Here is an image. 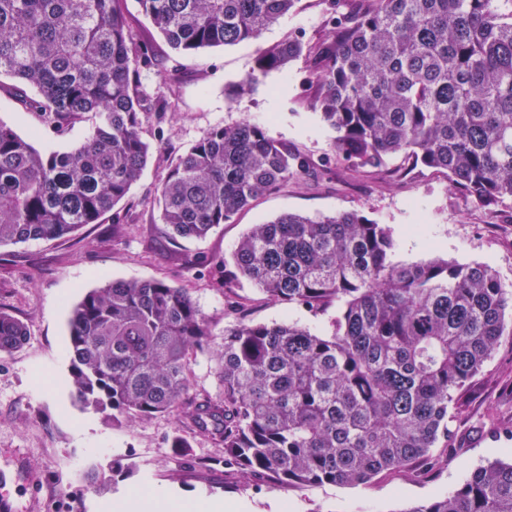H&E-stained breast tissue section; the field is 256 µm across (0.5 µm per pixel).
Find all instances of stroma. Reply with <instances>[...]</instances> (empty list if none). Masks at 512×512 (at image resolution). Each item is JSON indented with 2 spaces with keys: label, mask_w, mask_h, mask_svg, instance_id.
Masks as SVG:
<instances>
[{
  "label": "stroma",
  "mask_w": 512,
  "mask_h": 512,
  "mask_svg": "<svg viewBox=\"0 0 512 512\" xmlns=\"http://www.w3.org/2000/svg\"><path fill=\"white\" fill-rule=\"evenodd\" d=\"M127 10L135 39L157 52L159 70L179 68L182 81L163 125L145 130L151 156L118 206L120 224L107 215L57 239L0 246V311L28 331L22 346L0 354V493L8 495L12 512H108L113 500L135 486L233 501L241 512H405L447 493L486 460L504 456L507 443L485 438L483 432L491 422L512 427L511 342L495 351L464 390L452 439L438 451L441 463L390 470L352 487L297 488L270 476L246 480L225 465L223 448L209 437L192 434L188 447H170L179 428L173 417L114 422L77 401L70 313L88 291L114 280L159 279L188 289L212 322L214 350L222 347L225 325L240 317L269 324L291 320L321 330V318L298 305L269 301L246 280L234 289L245 301L243 310H235L211 270L212 263L230 259L250 225L283 213L321 217L361 209L390 228L397 261L419 263L440 256L485 263L512 287V214L488 216L455 194L446 175L437 171L419 167L407 178L387 182L337 165L334 132L301 101L306 58L268 74L237 101H229V90L251 71L258 45L297 34L310 42L324 36L323 0H298L260 43L184 57L170 50L137 0H127ZM243 119L305 155L309 174L260 197L205 238L170 240L155 198L171 163L211 128ZM0 121L41 151L71 149L96 124L89 113L58 136L3 93ZM92 469L106 476L101 490L88 486L86 474Z\"/></svg>",
  "instance_id": "stroma-1"
}]
</instances>
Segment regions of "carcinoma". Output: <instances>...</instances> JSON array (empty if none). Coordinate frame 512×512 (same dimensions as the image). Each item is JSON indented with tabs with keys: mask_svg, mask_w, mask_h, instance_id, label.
Returning <instances> with one entry per match:
<instances>
[{
	"mask_svg": "<svg viewBox=\"0 0 512 512\" xmlns=\"http://www.w3.org/2000/svg\"><path fill=\"white\" fill-rule=\"evenodd\" d=\"M177 56L256 42L297 0H137ZM326 38L257 49L235 99L300 56L305 102L335 132L336 163L362 175L440 171L476 207L512 202V0H324ZM126 0H0V92L64 135L38 151L0 122V246L96 224L147 164L143 132L169 111L179 70L134 39ZM401 155L409 165L388 167ZM308 161L247 119L210 129L170 166L158 199L171 239L201 238ZM391 230L362 210L253 225L217 266L224 293L252 282L272 302L327 317L224 326L220 393L194 388L191 363L213 336L188 292L163 280L112 281L72 309L71 378L86 406L128 421L169 415L224 448L245 477L299 487L356 486L435 459L458 395L505 340L512 300L495 271L435 257L392 259ZM27 339L0 311V353ZM406 512H512V456L476 467L448 494Z\"/></svg>",
	"mask_w": 512,
	"mask_h": 512,
	"instance_id": "carcinoma-1",
	"label": "carcinoma"
}]
</instances>
